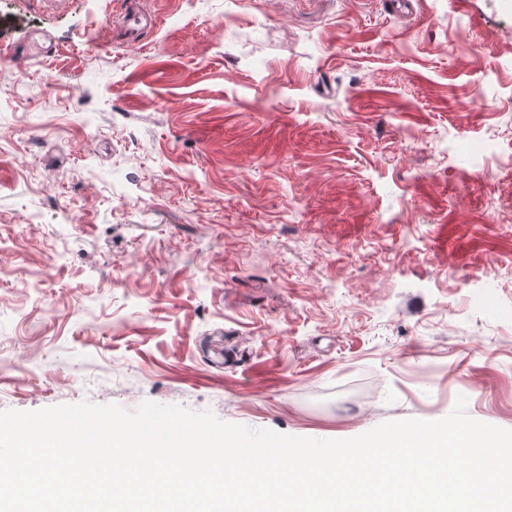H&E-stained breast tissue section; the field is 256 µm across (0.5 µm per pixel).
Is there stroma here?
Masks as SVG:
<instances>
[{"mask_svg": "<svg viewBox=\"0 0 512 512\" xmlns=\"http://www.w3.org/2000/svg\"><path fill=\"white\" fill-rule=\"evenodd\" d=\"M0 0V410L512 430V0Z\"/></svg>", "mask_w": 512, "mask_h": 512, "instance_id": "stroma-1", "label": "stroma"}]
</instances>
